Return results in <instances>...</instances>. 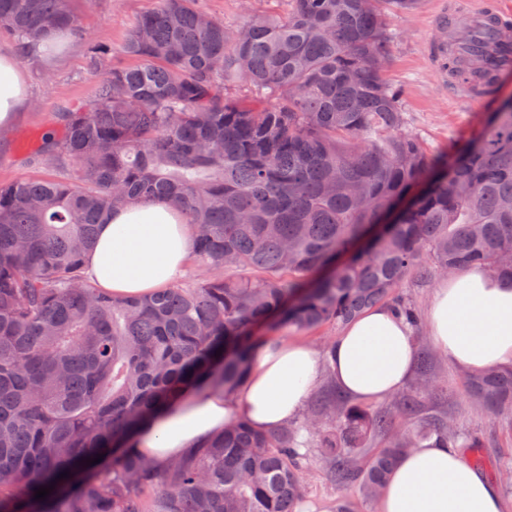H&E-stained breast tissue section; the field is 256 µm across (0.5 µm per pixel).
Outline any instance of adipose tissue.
<instances>
[{
    "instance_id": "1",
    "label": "adipose tissue",
    "mask_w": 512,
    "mask_h": 512,
    "mask_svg": "<svg viewBox=\"0 0 512 512\" xmlns=\"http://www.w3.org/2000/svg\"><path fill=\"white\" fill-rule=\"evenodd\" d=\"M29 102L14 53L0 52V129L12 127ZM194 247L190 225L158 203L112 212L87 255V274L114 296L142 294L178 280ZM433 346L473 373L512 365V281L472 268L443 279L427 307ZM415 358L409 325L385 306L365 311L333 341L327 354L309 344L279 341L257 350L252 370L234 394L185 391L145 423L132 443L164 461L243 417L271 432L298 415L330 362L337 388L357 399H381L410 378ZM379 512H505L500 491L462 449L423 444L392 469Z\"/></svg>"
}]
</instances>
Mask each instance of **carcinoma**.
Wrapping results in <instances>:
<instances>
[{
	"mask_svg": "<svg viewBox=\"0 0 512 512\" xmlns=\"http://www.w3.org/2000/svg\"><path fill=\"white\" fill-rule=\"evenodd\" d=\"M419 2L248 5L230 29L196 0H159L127 32L129 64L87 42L107 71L45 136L38 156L56 176L0 184V512H20L15 496L36 512H296L313 448L332 483L375 501L425 443L487 467L484 439L438 418L393 431L433 386L420 341L418 385L389 406L332 387L273 433L239 419L163 464L126 445L86 465L184 386L238 390L279 335L338 329L375 306L418 329L400 292L410 275L483 267L512 280V100L436 155L402 133L389 16ZM0 32L27 51L84 28L72 0H0ZM457 32L453 19L448 74L493 93L501 73L460 53ZM137 202L196 228L202 277L117 298L84 275L99 224ZM464 388L512 429V367Z\"/></svg>",
	"mask_w": 512,
	"mask_h": 512,
	"instance_id": "obj_1",
	"label": "carcinoma"
}]
</instances>
